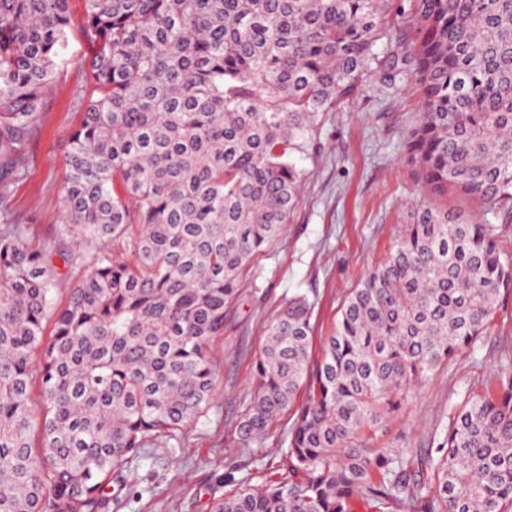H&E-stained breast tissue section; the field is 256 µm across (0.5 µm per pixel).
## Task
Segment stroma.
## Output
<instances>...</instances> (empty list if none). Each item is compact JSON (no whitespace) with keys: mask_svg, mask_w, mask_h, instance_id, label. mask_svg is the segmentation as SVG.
I'll use <instances>...</instances> for the list:
<instances>
[{"mask_svg":"<svg viewBox=\"0 0 512 512\" xmlns=\"http://www.w3.org/2000/svg\"><path fill=\"white\" fill-rule=\"evenodd\" d=\"M71 14L26 174L10 187L13 214L36 238L62 217L66 141L88 94L93 44L83 0H71ZM422 110L410 76L398 74L389 88L366 77L348 105L326 116L307 151L294 154L306 172L300 203L284 236L247 273L224 335L214 342L216 390L206 415L185 429L181 443L144 449L125 462L104 512H210L224 494L286 474L289 416L271 426L262 446L241 449L235 434L251 405L253 365L266 329L290 298L304 295L314 304V345L322 347L349 292L387 257L423 193L404 150ZM508 352L512 294L502 298L488 335L474 349L411 386L398 416L378 431V447H432L463 395L482 391Z\"/></svg>","mask_w":512,"mask_h":512,"instance_id":"obj_1","label":"stroma"}]
</instances>
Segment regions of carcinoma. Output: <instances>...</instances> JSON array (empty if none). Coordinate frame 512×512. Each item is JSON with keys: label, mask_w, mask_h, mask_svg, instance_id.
<instances>
[{"label": "carcinoma", "mask_w": 512, "mask_h": 512, "mask_svg": "<svg viewBox=\"0 0 512 512\" xmlns=\"http://www.w3.org/2000/svg\"><path fill=\"white\" fill-rule=\"evenodd\" d=\"M92 90L67 141L63 217L38 244L11 216L70 0H0V512H101L114 470L181 441L215 392L214 340L252 262L280 238L292 159L362 78L411 74L424 111L408 162L427 196L341 308L311 362V304L268 325L236 428L263 443L295 403L288 476L212 512H512V357L466 395L410 471L375 447L411 385L486 334L512 293L495 226L512 214V0H405L409 44L374 47L389 0H83ZM38 388L40 408L30 405ZM441 202L447 203L448 208L466 211L481 222L488 221L491 224H495L503 247L508 251H512V216H504L497 210L487 211L483 205L476 204L467 198L457 195L448 194V198L441 200Z\"/></svg>", "instance_id": "cac0c4a2"}]
</instances>
